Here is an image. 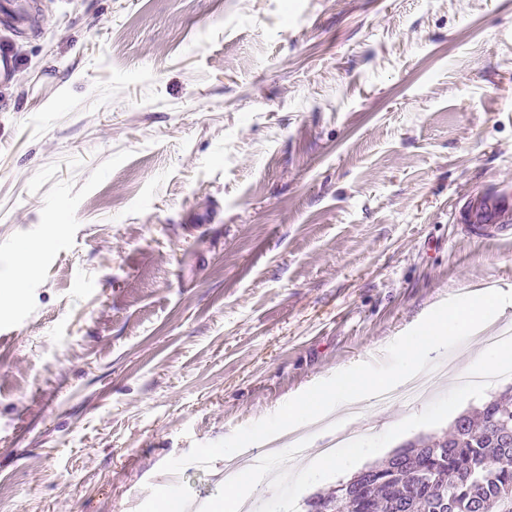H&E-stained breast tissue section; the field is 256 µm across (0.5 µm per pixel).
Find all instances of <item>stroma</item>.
<instances>
[{"label":"stroma","mask_w":512,"mask_h":512,"mask_svg":"<svg viewBox=\"0 0 512 512\" xmlns=\"http://www.w3.org/2000/svg\"><path fill=\"white\" fill-rule=\"evenodd\" d=\"M0 45V512H212L223 460L166 461L512 285L450 218L512 183V0H0ZM510 386L299 433L349 476ZM336 485L300 461L259 512Z\"/></svg>","instance_id":"obj_1"}]
</instances>
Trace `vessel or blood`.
<instances>
[{
    "instance_id": "vessel-or-blood-1",
    "label": "vessel or blood",
    "mask_w": 512,
    "mask_h": 512,
    "mask_svg": "<svg viewBox=\"0 0 512 512\" xmlns=\"http://www.w3.org/2000/svg\"><path fill=\"white\" fill-rule=\"evenodd\" d=\"M459 220L472 234L512 235V185L490 181L469 196L459 210Z\"/></svg>"
}]
</instances>
